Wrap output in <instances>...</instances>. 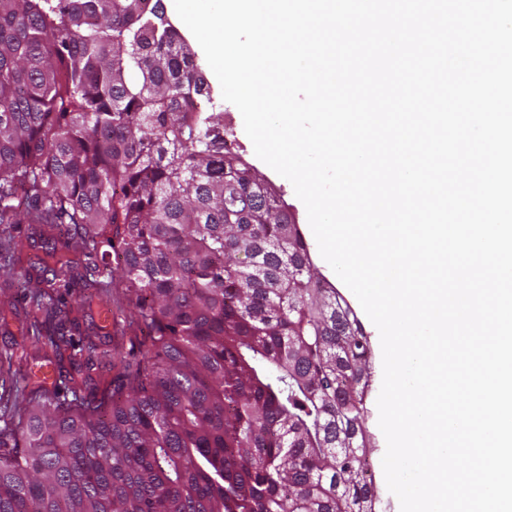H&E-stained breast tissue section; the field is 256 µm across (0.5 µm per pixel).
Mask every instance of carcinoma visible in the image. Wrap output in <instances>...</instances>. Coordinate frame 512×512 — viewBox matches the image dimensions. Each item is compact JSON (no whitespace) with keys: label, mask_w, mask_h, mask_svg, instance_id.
I'll list each match as a JSON object with an SVG mask.
<instances>
[{"label":"carcinoma","mask_w":512,"mask_h":512,"mask_svg":"<svg viewBox=\"0 0 512 512\" xmlns=\"http://www.w3.org/2000/svg\"><path fill=\"white\" fill-rule=\"evenodd\" d=\"M159 2L0 0V277L40 246L55 373L0 354V512H374L367 336Z\"/></svg>","instance_id":"1"}]
</instances>
